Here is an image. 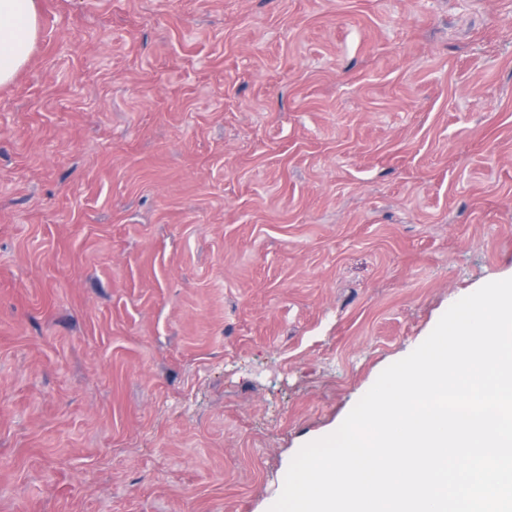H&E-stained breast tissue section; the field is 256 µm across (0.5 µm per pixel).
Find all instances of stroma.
<instances>
[{"instance_id":"stroma-1","label":"stroma","mask_w":512,"mask_h":512,"mask_svg":"<svg viewBox=\"0 0 512 512\" xmlns=\"http://www.w3.org/2000/svg\"><path fill=\"white\" fill-rule=\"evenodd\" d=\"M512 275V0H39L0 87V512H266Z\"/></svg>"}]
</instances>
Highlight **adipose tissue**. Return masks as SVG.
<instances>
[{
    "instance_id": "obj_1",
    "label": "adipose tissue",
    "mask_w": 512,
    "mask_h": 512,
    "mask_svg": "<svg viewBox=\"0 0 512 512\" xmlns=\"http://www.w3.org/2000/svg\"><path fill=\"white\" fill-rule=\"evenodd\" d=\"M38 35V0H0V86L28 62Z\"/></svg>"
}]
</instances>
